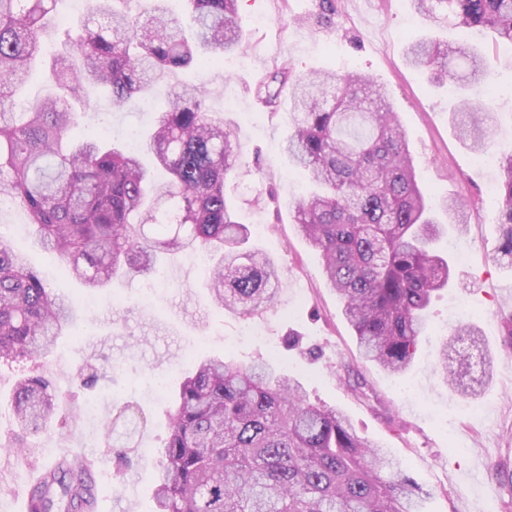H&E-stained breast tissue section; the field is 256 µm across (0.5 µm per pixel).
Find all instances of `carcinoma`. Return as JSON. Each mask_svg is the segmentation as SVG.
I'll return each instance as SVG.
<instances>
[{
  "label": "carcinoma",
  "mask_w": 512,
  "mask_h": 512,
  "mask_svg": "<svg viewBox=\"0 0 512 512\" xmlns=\"http://www.w3.org/2000/svg\"><path fill=\"white\" fill-rule=\"evenodd\" d=\"M60 0H0V195L24 210L41 246L85 287L118 274L147 276L162 254L208 257L203 288L215 305L249 316L275 302L277 274L260 250L242 249L251 231L227 192L245 166L236 136L214 119L205 91L167 93L148 139L108 147L75 133L70 98L95 86L115 108L135 104L166 73L196 62L224 64L242 46L238 0H187L188 22L153 0L147 21L92 0L75 26L53 15ZM441 27L490 29L512 45V0H414ZM63 34L48 78L57 94L35 111L16 91L40 52L50 20ZM408 63L461 85L486 84L480 55L447 42L411 43ZM258 88L268 107L288 86L292 127L283 150L313 190L291 209L299 234L318 250L360 353L392 374L411 365L433 296L453 269L436 248L448 228L462 232L465 203L429 204L399 115L385 90L356 71L273 77ZM336 90L328 99V89ZM477 155L493 117L478 102L454 113ZM153 156L154 167L141 160ZM499 239L495 259L512 269V149L499 153ZM75 317L69 297L0 244V361L35 360ZM440 370L453 385L474 372L471 359ZM13 417L25 433L64 430L53 384L19 380ZM157 450L154 512H422L419 487L339 409L314 404L301 383L265 362L238 365L201 356L180 379ZM93 461L63 458L31 489L34 512H101Z\"/></svg>",
  "instance_id": "1"
}]
</instances>
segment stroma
<instances>
[{"label":"stroma","instance_id":"1","mask_svg":"<svg viewBox=\"0 0 512 512\" xmlns=\"http://www.w3.org/2000/svg\"><path fill=\"white\" fill-rule=\"evenodd\" d=\"M239 23L244 48L222 68L170 71L161 89L202 86L213 117L235 132L250 166L230 183L252 227L251 245L279 272L275 305L251 319L264 327L266 340L226 346L248 319L211 303L202 287L205 274L188 253L163 258L164 282L120 276L94 293L56 271L50 284L77 301V322L37 362L0 363V447L20 442L27 448L22 459L0 451V512L14 497H25L34 472L70 448L94 460L105 512H152V454L165 442V410L176 386L150 397V376L190 372L204 351L244 364L269 361L297 378L311 402L342 409L360 435L383 444L420 486L424 512H512V270L493 254L499 237L496 171L478 162L452 122L453 109L474 97V89L440 84L431 72L411 67L405 47L432 37L481 48L496 117L491 145L498 150L512 148V48L440 28L412 0H332L327 6L321 0H240ZM284 67L297 75L356 70L376 78L407 131L419 184L434 201L472 203L465 230L441 242L456 268L455 282L433 300L427 334L403 374L360 357L341 301L322 275L319 252L290 220L289 208L307 184L281 151L289 107L265 110L253 95L258 82ZM156 109L153 100L116 109L109 98L92 94L77 115L82 124L106 127L110 141L121 143L127 130H150ZM0 242L37 271L53 263L20 208L0 209ZM460 315L473 322L491 359L465 396L434 372L449 322ZM86 366L111 367L112 376L83 388L72 375ZM32 370L57 388L63 413L89 401L96 415L64 431L22 433L10 398ZM122 411L137 418L136 431L106 435L103 422Z\"/></svg>","mask_w":512,"mask_h":512}]
</instances>
